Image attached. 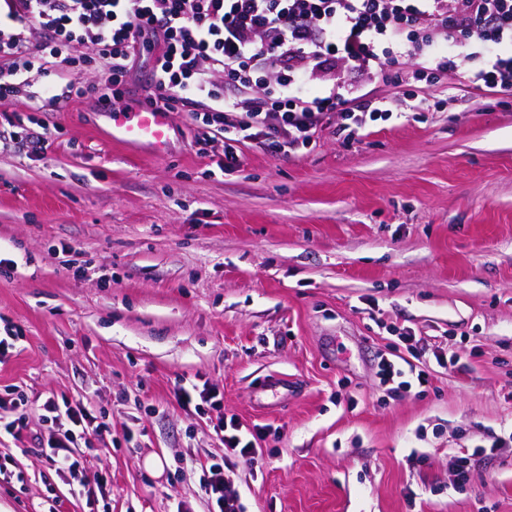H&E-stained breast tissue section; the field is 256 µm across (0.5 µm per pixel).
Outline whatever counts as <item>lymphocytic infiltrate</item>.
<instances>
[{"instance_id": "f902f5d3", "label": "lymphocytic infiltrate", "mask_w": 512, "mask_h": 512, "mask_svg": "<svg viewBox=\"0 0 512 512\" xmlns=\"http://www.w3.org/2000/svg\"><path fill=\"white\" fill-rule=\"evenodd\" d=\"M35 27L45 34L36 44ZM460 34L483 60L471 89L511 94L512 0H0V101L25 95L42 112L93 92L103 103L118 100L144 60L152 86L146 106L191 108L197 145L232 135L224 146L232 165L238 145L256 134L297 151L314 144L331 114L351 135L393 116L394 100L364 98L344 81L310 94L309 77L325 70L394 72L418 97V110L428 111L422 85L465 63L452 47ZM86 44L105 66L95 89L75 70ZM48 63L60 68L55 91L29 92L32 71ZM270 74L275 82L263 96L239 99ZM42 409L55 427L37 436L38 452L77 476L85 464L78 438L101 432L102 422L81 401L51 397Z\"/></svg>"}]
</instances>
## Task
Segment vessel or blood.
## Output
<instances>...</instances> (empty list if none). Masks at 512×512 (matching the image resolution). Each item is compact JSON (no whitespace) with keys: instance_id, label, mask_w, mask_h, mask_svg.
Wrapping results in <instances>:
<instances>
[{"instance_id":"b4317fda","label":"vessel or blood","mask_w":512,"mask_h":512,"mask_svg":"<svg viewBox=\"0 0 512 512\" xmlns=\"http://www.w3.org/2000/svg\"><path fill=\"white\" fill-rule=\"evenodd\" d=\"M108 118L109 136L113 141L147 147L157 156L167 154L172 127L170 112L163 109H112Z\"/></svg>"}]
</instances>
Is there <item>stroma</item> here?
<instances>
[{"label": "stroma", "mask_w": 512, "mask_h": 512, "mask_svg": "<svg viewBox=\"0 0 512 512\" xmlns=\"http://www.w3.org/2000/svg\"><path fill=\"white\" fill-rule=\"evenodd\" d=\"M349 80L401 116L353 138L331 117L297 152L259 137L231 167L183 106L157 157L112 142L96 96L0 102V393L30 404L0 436V506L212 512L199 478L222 458L243 512H512V95L452 72L417 112L393 74ZM16 118L51 129L46 154L6 138ZM410 343L427 380L391 392L378 361ZM272 374L287 392L254 396ZM181 384L218 404L182 408ZM52 396L103 416L81 474L103 498L34 453ZM221 418L262 432L260 470ZM213 431L224 444V447L230 449L251 470L256 469L262 463L261 454L255 446V441L260 434L258 430L248 432L252 436V440L242 433V426L234 421V419L230 418L228 422L222 418L214 424Z\"/></svg>", "instance_id": "stroma-1"}]
</instances>
